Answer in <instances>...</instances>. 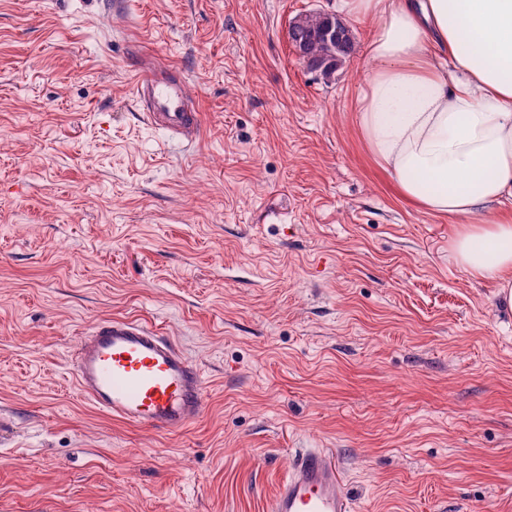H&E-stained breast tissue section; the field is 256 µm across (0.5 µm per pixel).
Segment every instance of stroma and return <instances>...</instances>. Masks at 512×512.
Masks as SVG:
<instances>
[{
    "mask_svg": "<svg viewBox=\"0 0 512 512\" xmlns=\"http://www.w3.org/2000/svg\"><path fill=\"white\" fill-rule=\"evenodd\" d=\"M336 0H0V512H267L327 448L355 512H512V311L456 264L457 219L365 149L368 25L331 77L288 30ZM183 72L199 144L133 93ZM199 366L177 434L69 376L101 318Z\"/></svg>",
    "mask_w": 512,
    "mask_h": 512,
    "instance_id": "1",
    "label": "stroma"
}]
</instances>
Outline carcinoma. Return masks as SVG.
I'll use <instances>...</instances> for the list:
<instances>
[{"instance_id": "carcinoma-1", "label": "carcinoma", "mask_w": 512, "mask_h": 512, "mask_svg": "<svg viewBox=\"0 0 512 512\" xmlns=\"http://www.w3.org/2000/svg\"><path fill=\"white\" fill-rule=\"evenodd\" d=\"M322 24L319 12L302 14L292 22L290 38L293 43L307 47L312 55V62L316 64V71L328 77L355 51V37L346 23H339L341 49L332 54L316 38Z\"/></svg>"}]
</instances>
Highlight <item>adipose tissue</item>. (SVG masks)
Listing matches in <instances>:
<instances>
[{"label": "adipose tissue", "instance_id": "adipose-tissue-1", "mask_svg": "<svg viewBox=\"0 0 512 512\" xmlns=\"http://www.w3.org/2000/svg\"><path fill=\"white\" fill-rule=\"evenodd\" d=\"M370 24L362 140L512 310V0H339Z\"/></svg>", "mask_w": 512, "mask_h": 512}]
</instances>
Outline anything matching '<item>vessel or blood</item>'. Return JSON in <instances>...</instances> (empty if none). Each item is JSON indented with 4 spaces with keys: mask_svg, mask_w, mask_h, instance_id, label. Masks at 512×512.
Wrapping results in <instances>:
<instances>
[{
    "mask_svg": "<svg viewBox=\"0 0 512 512\" xmlns=\"http://www.w3.org/2000/svg\"><path fill=\"white\" fill-rule=\"evenodd\" d=\"M134 91L147 121L188 142L202 119L178 69L138 59ZM71 370L82 396L112 418L174 434L204 407L199 367L158 329L133 318H107L83 333ZM270 512H352L335 458L322 448L298 450L273 495Z\"/></svg>",
    "mask_w": 512,
    "mask_h": 512,
    "instance_id": "b4317fda",
    "label": "vessel or blood"
}]
</instances>
